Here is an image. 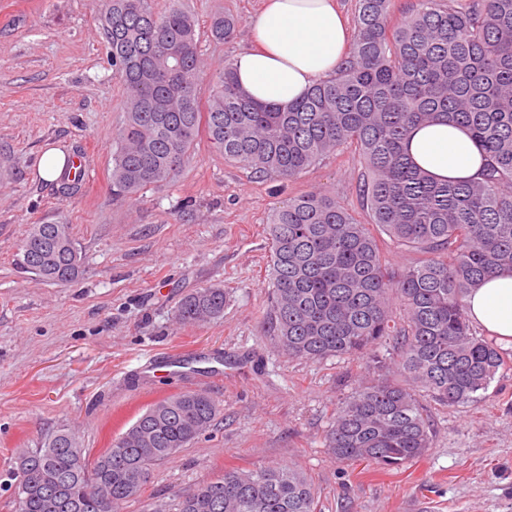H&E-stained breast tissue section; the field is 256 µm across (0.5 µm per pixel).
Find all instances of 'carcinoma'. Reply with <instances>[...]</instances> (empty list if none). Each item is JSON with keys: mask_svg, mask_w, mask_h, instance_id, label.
Wrapping results in <instances>:
<instances>
[{"mask_svg": "<svg viewBox=\"0 0 512 512\" xmlns=\"http://www.w3.org/2000/svg\"><path fill=\"white\" fill-rule=\"evenodd\" d=\"M393 0H358L349 54L330 80L282 108L254 101L234 64L201 101L200 33L176 0H105L98 20L112 70L126 91L112 155V196L132 197L171 181L202 134L224 160L261 177L291 179L345 144L364 168L357 185L372 224L420 254L389 269L379 239L322 189L288 198L268 215L270 305L264 324L291 359L359 356L392 371L336 409L325 447L344 462L403 467L422 457L433 429L415 391L440 405L481 399L507 365L473 332L466 297L512 272V0H417L390 20ZM240 20L212 17L217 41ZM464 128L482 150L479 181L441 183L406 152L411 130L439 120ZM21 266L68 283L84 256L68 224H34ZM219 286L198 288L176 309L184 323L224 314ZM402 314L394 315V305ZM218 402L186 391L150 404L94 461L72 430L14 456L15 512H116L138 497L150 467L188 447L214 423ZM177 512H320L308 478L291 467L226 468L196 485Z\"/></svg>", "mask_w": 512, "mask_h": 512, "instance_id": "obj_1", "label": "carcinoma"}]
</instances>
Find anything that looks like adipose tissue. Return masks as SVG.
Masks as SVG:
<instances>
[{
	"label": "adipose tissue",
	"instance_id": "ef3b65f1",
	"mask_svg": "<svg viewBox=\"0 0 512 512\" xmlns=\"http://www.w3.org/2000/svg\"><path fill=\"white\" fill-rule=\"evenodd\" d=\"M349 21L336 0H261L249 23L248 49L235 61L238 84L262 103L288 105L319 80L333 77L347 57ZM407 149L413 161L440 180L479 178L478 147L459 126L415 129ZM470 319L512 347V273L496 274L467 298Z\"/></svg>",
	"mask_w": 512,
	"mask_h": 512
}]
</instances>
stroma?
<instances>
[{
	"label": "stroma",
	"instance_id": "stroma-1",
	"mask_svg": "<svg viewBox=\"0 0 512 512\" xmlns=\"http://www.w3.org/2000/svg\"><path fill=\"white\" fill-rule=\"evenodd\" d=\"M204 35L201 89L248 48L261 0H180ZM99 0H0V512H14L11 454L53 431H77L90 455L111 446L154 401L208 392L213 428L151 467L122 512H152L224 468L270 464L303 472L321 512H512V348L481 400L422 404L433 444L395 469L342 463L325 431L338 406L372 378L367 360L288 358L263 330L270 240L280 201L334 191L361 223L362 171L349 145L290 180L259 179L199 138L182 171L125 202L112 199L113 141L125 91L97 21ZM241 24L216 41L213 15ZM80 158L66 196L43 179L50 148ZM67 224L85 254L76 281L20 269L32 225ZM223 285V317L182 324L173 312L195 289Z\"/></svg>",
	"mask_w": 512,
	"mask_h": 512
}]
</instances>
